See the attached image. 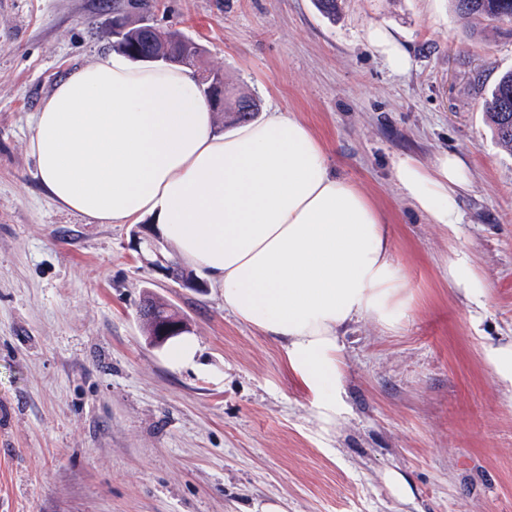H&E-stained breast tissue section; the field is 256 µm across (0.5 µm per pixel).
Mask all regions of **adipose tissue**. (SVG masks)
Masks as SVG:
<instances>
[{
	"label": "adipose tissue",
	"mask_w": 512,
	"mask_h": 512,
	"mask_svg": "<svg viewBox=\"0 0 512 512\" xmlns=\"http://www.w3.org/2000/svg\"><path fill=\"white\" fill-rule=\"evenodd\" d=\"M187 68L102 53L55 86L29 139L61 207L100 224L150 215L224 308L281 344L324 423L344 411L342 336L360 319L400 329L410 308L380 209L335 171L302 121L274 115L218 135ZM428 223L461 219V157L393 165Z\"/></svg>",
	"instance_id": "ef3b65f1"
}]
</instances>
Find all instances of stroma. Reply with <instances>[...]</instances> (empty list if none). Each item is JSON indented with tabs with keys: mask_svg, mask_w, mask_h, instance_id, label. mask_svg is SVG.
Listing matches in <instances>:
<instances>
[{
	"mask_svg": "<svg viewBox=\"0 0 512 512\" xmlns=\"http://www.w3.org/2000/svg\"><path fill=\"white\" fill-rule=\"evenodd\" d=\"M150 17L202 49L256 119L293 114L384 212L413 295L395 332L361 320L342 339L346 410L318 417L281 345L237 320L219 288L184 286L152 218L98 224L56 204L29 150L55 85L112 49V18ZM410 56L393 72L367 32ZM512 69L495 31L452 0H0V512H512V388L486 363L512 343V154L482 109ZM459 155L463 221L427 223L393 164ZM151 238L156 248L140 246ZM466 251L485 289L448 284ZM190 325L173 367L139 319L146 295ZM403 473V500L386 480ZM197 353V344L191 339H181L171 345L170 362L175 367L193 364Z\"/></svg>",
	"mask_w": 512,
	"mask_h": 512,
	"instance_id": "1",
	"label": "stroma"
}]
</instances>
